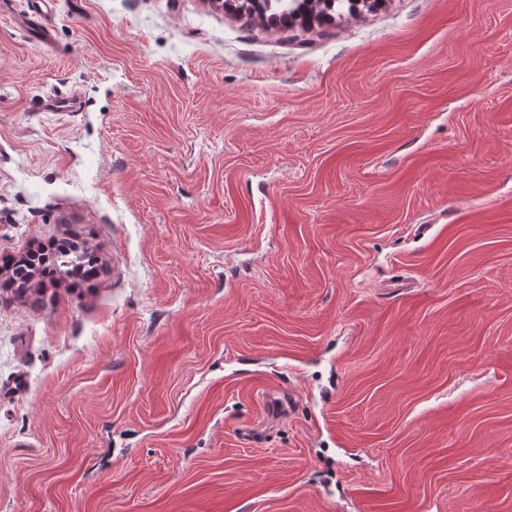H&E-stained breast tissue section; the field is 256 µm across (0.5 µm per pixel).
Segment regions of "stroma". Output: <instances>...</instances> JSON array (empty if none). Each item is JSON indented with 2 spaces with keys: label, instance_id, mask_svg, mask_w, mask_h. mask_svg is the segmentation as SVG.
<instances>
[{
  "label": "stroma",
  "instance_id": "obj_1",
  "mask_svg": "<svg viewBox=\"0 0 512 512\" xmlns=\"http://www.w3.org/2000/svg\"><path fill=\"white\" fill-rule=\"evenodd\" d=\"M27 9L0 266L98 273L0 276V512H512V0ZM379 0H233L235 11L252 19L257 17L266 20L268 24L286 26L290 20H302L310 23L313 18L321 16L325 18L337 17L346 19L358 15V3L371 4ZM314 4V5H312ZM323 5L316 13L315 5ZM346 7V12H345ZM269 13V14H268ZM275 22V23H274ZM61 241L47 256V259L42 260L40 255H31L26 262L12 268V278L25 286L23 292H20L21 288L19 290L16 288L18 292L42 298L48 285H53L61 274L73 276L82 267H85V270H90L92 268L90 265L97 261L91 254L93 252L89 253V249L85 245L77 247L67 239Z\"/></svg>",
  "mask_w": 512,
  "mask_h": 512
}]
</instances>
